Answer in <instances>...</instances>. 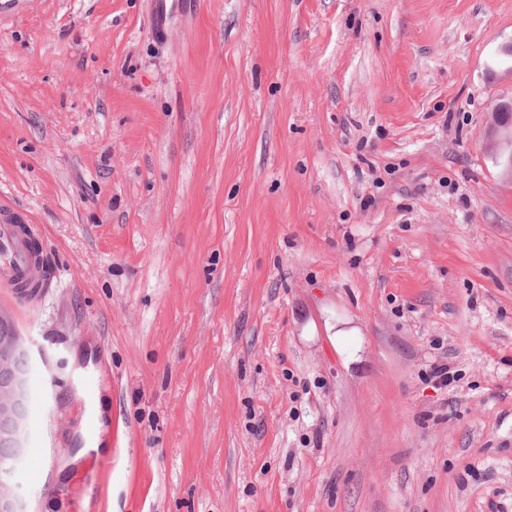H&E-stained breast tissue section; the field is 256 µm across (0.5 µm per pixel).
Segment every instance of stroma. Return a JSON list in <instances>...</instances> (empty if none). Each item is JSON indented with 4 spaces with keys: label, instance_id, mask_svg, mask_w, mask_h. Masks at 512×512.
<instances>
[{
    "label": "stroma",
    "instance_id": "35a3bbf8",
    "mask_svg": "<svg viewBox=\"0 0 512 512\" xmlns=\"http://www.w3.org/2000/svg\"><path fill=\"white\" fill-rule=\"evenodd\" d=\"M155 4L0 0L31 512H512V0ZM497 125L493 127V134L496 139L497 155L502 159L503 173L512 177V133L502 130L498 125V117L494 114ZM498 131V134H497ZM499 135V137H498Z\"/></svg>",
    "mask_w": 512,
    "mask_h": 512
}]
</instances>
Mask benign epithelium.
<instances>
[{"label": "benign epithelium", "mask_w": 512, "mask_h": 512, "mask_svg": "<svg viewBox=\"0 0 512 512\" xmlns=\"http://www.w3.org/2000/svg\"><path fill=\"white\" fill-rule=\"evenodd\" d=\"M496 149L503 173L512 176V133L494 126ZM32 351L26 337L15 332L0 338V375L11 374L7 385L0 384V432L15 448L10 459L0 463V512H30L16 482L18 464L27 447L29 387Z\"/></svg>", "instance_id": "7a95c632"}]
</instances>
